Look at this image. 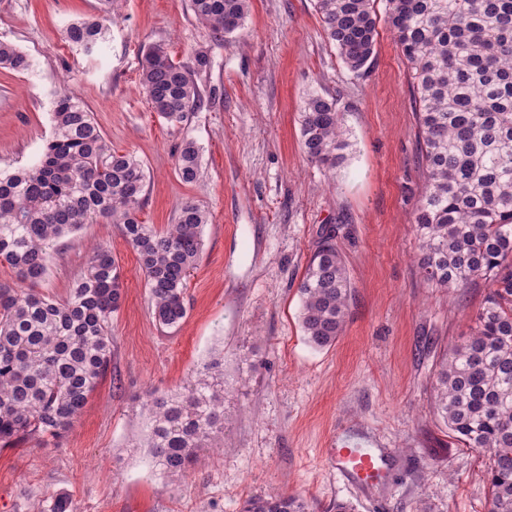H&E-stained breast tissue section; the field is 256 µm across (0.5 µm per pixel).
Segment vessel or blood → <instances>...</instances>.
Instances as JSON below:
<instances>
[{
  "instance_id": "vessel-or-blood-1",
  "label": "vessel or blood",
  "mask_w": 512,
  "mask_h": 512,
  "mask_svg": "<svg viewBox=\"0 0 512 512\" xmlns=\"http://www.w3.org/2000/svg\"><path fill=\"white\" fill-rule=\"evenodd\" d=\"M325 458L340 478L357 489L383 484L388 476L385 455L364 449L357 443L342 442L326 449Z\"/></svg>"
}]
</instances>
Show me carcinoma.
<instances>
[{
  "instance_id": "1",
  "label": "carcinoma",
  "mask_w": 512,
  "mask_h": 512,
  "mask_svg": "<svg viewBox=\"0 0 512 512\" xmlns=\"http://www.w3.org/2000/svg\"><path fill=\"white\" fill-rule=\"evenodd\" d=\"M67 26L65 40L91 53L108 41L112 6ZM387 22L410 66L424 182L414 224L418 265L432 286L460 292L477 280L489 292L469 337L439 362L433 409L448 437L490 459L488 512H512V0H386ZM215 37L240 28L249 0H191ZM323 30L357 78L371 69L378 36L372 0H316ZM0 68L26 74L32 60L0 41ZM195 70L162 44L143 50L140 86L151 108L180 127L201 108ZM307 157L328 169L349 147L334 98L311 95L299 112ZM53 134L33 165L0 171V264L16 284L0 283V442L56 438L76 423L112 361V314L124 280L110 250L94 246L67 297L43 292L56 242L84 224L120 225L165 327L187 316L185 291L203 246L207 212L187 201L159 231L137 212L146 191L141 161L112 150L92 113L57 96ZM185 183L201 174V151L186 136L177 155ZM322 229L298 286L299 321L316 349L336 343L346 323L350 282L335 241ZM148 448L156 468L179 479L224 435L221 358L171 393L151 397ZM45 512H76L69 495ZM241 512H314L295 494L247 499Z\"/></svg>"
}]
</instances>
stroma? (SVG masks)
Returning <instances> with one entry per match:
<instances>
[{
    "mask_svg": "<svg viewBox=\"0 0 512 512\" xmlns=\"http://www.w3.org/2000/svg\"><path fill=\"white\" fill-rule=\"evenodd\" d=\"M100 0H0V40L33 62L0 68V170L34 164L52 135L55 97L72 94L120 153L144 164L138 217L157 229L192 201L209 216L186 291L188 316L156 323L137 256L115 224L64 237L42 287L64 299L95 244L124 277L112 317V364L62 437L0 446V512H40L64 492L77 512H239L252 496L288 493L315 512H487L488 460L460 447L434 414L432 382L447 347L466 339L487 288L455 295L428 285L413 212L423 185L412 72L374 0L373 66L355 78L324 36L314 0H250L223 39L190 0H119L108 42L87 53L63 36L94 18ZM210 65L195 79L205 100L182 127L153 112L139 90L142 51ZM318 93L336 99L350 143L333 170L308 161L299 112ZM201 148L202 172L176 171L183 137ZM335 226L350 280L342 335L317 350L305 340L297 286L321 227ZM224 356L227 423L220 446L171 481L145 448L144 402L174 392L214 354ZM350 440L383 450L388 481L355 490L323 451Z\"/></svg>",
    "mask_w": 512,
    "mask_h": 512,
    "instance_id": "stroma-1",
    "label": "stroma"
}]
</instances>
